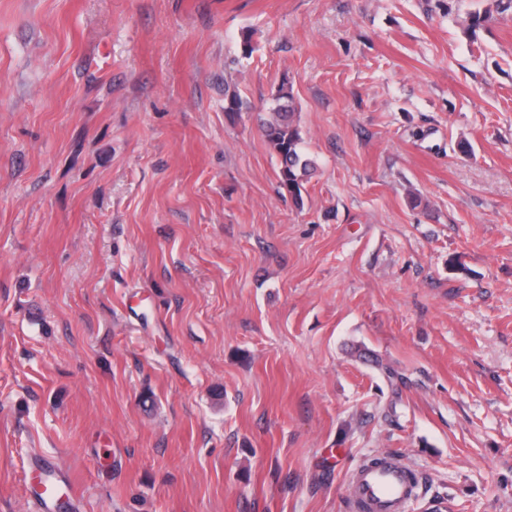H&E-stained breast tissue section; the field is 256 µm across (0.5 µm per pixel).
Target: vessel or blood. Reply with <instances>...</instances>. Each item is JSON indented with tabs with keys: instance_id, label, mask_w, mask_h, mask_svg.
<instances>
[{
	"instance_id": "1",
	"label": "vessel or blood",
	"mask_w": 512,
	"mask_h": 512,
	"mask_svg": "<svg viewBox=\"0 0 512 512\" xmlns=\"http://www.w3.org/2000/svg\"><path fill=\"white\" fill-rule=\"evenodd\" d=\"M57 468L56 461L41 459L29 469L39 512H51L64 495L56 479ZM418 486L417 472L398 456L387 454L378 464L365 463L352 472L349 512H405Z\"/></svg>"
}]
</instances>
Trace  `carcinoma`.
<instances>
[{"instance_id": "cac0c4a2", "label": "carcinoma", "mask_w": 512, "mask_h": 512, "mask_svg": "<svg viewBox=\"0 0 512 512\" xmlns=\"http://www.w3.org/2000/svg\"><path fill=\"white\" fill-rule=\"evenodd\" d=\"M276 105L264 119V132L273 152L280 159V185L291 194L296 204L302 203L300 186L311 175L312 161L303 151V138L293 121V96L281 87L275 96Z\"/></svg>"}]
</instances>
